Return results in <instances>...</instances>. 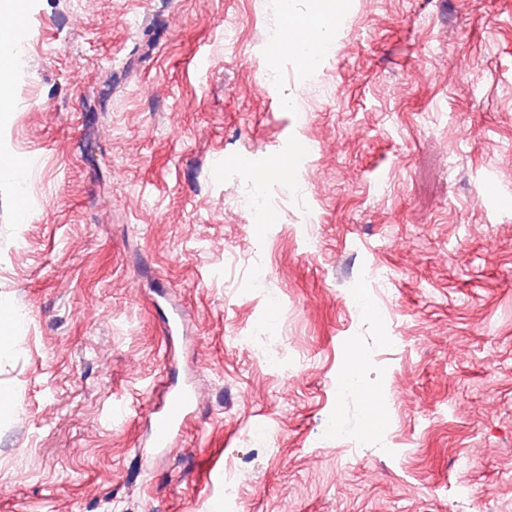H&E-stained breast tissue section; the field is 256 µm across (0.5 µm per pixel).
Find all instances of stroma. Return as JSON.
Listing matches in <instances>:
<instances>
[{
  "label": "stroma",
  "mask_w": 512,
  "mask_h": 512,
  "mask_svg": "<svg viewBox=\"0 0 512 512\" xmlns=\"http://www.w3.org/2000/svg\"><path fill=\"white\" fill-rule=\"evenodd\" d=\"M340 7L310 68L279 36L313 0H19L0 512H512V0ZM172 380L199 406L158 450Z\"/></svg>",
  "instance_id": "stroma-1"
}]
</instances>
